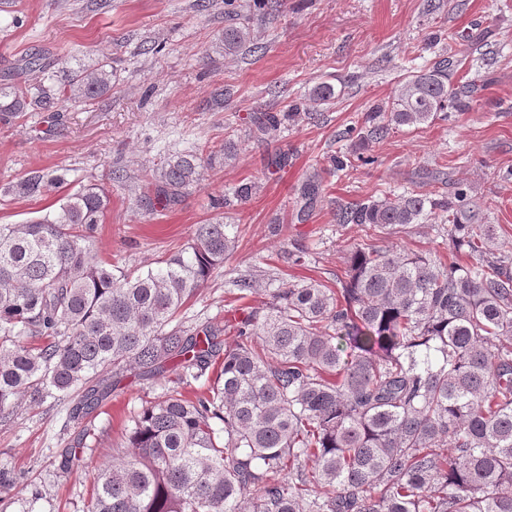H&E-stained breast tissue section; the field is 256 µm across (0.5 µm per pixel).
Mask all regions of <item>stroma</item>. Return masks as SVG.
Listing matches in <instances>:
<instances>
[{"label": "stroma", "mask_w": 512, "mask_h": 512, "mask_svg": "<svg viewBox=\"0 0 512 512\" xmlns=\"http://www.w3.org/2000/svg\"><path fill=\"white\" fill-rule=\"evenodd\" d=\"M281 0L273 17L253 0H235L259 44L257 52L224 54V0L201 11L195 0H0V74L29 54L43 56L42 75L23 83L54 88L66 71L111 65L112 89L96 100L56 112L43 109L0 121V224H20L58 207L61 199L99 185L110 204L93 243L95 253L128 270L156 266L181 248L195 225H236L235 252L181 310L178 323L224 326L233 283L255 280L251 306H264L283 282L317 280L335 285L350 250L365 239L356 224L334 220L337 206L405 190L447 194L466 186L474 199L491 201L486 223L496 225L512 251V0ZM462 56L461 75L472 106L418 128L402 126L371 141V166L329 170L334 155H352V128L387 104L404 77L427 69L442 54ZM335 95L311 102L319 83ZM321 113L286 123L265 141L251 137L254 112H285L295 103ZM233 127L234 159L203 166L197 186L177 205L147 207L138 175L180 154L224 152ZM288 158L268 170V155ZM40 176L41 193L16 189ZM323 183L306 220H298L296 191ZM258 190L244 203L216 206L241 183ZM381 249L405 248L442 257L452 250L429 224L373 238ZM303 250L300 264L286 252ZM165 380L127 376L108 400L70 421L71 399L22 401L0 423V512H83L95 471L111 462L131 420L161 395ZM84 439L81 465L65 452Z\"/></svg>", "instance_id": "1"}]
</instances>
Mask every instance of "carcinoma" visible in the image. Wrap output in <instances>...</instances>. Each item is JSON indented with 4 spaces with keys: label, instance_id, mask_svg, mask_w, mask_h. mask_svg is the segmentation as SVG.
Returning a JSON list of instances; mask_svg holds the SVG:
<instances>
[{
    "label": "carcinoma",
    "instance_id": "cac0c4a2",
    "mask_svg": "<svg viewBox=\"0 0 512 512\" xmlns=\"http://www.w3.org/2000/svg\"><path fill=\"white\" fill-rule=\"evenodd\" d=\"M222 41L234 56L250 29L226 26ZM462 68L451 55L400 82L366 114L363 140L468 108L451 83ZM111 87L106 66L80 67L51 99L90 102ZM2 97L4 120L25 111L30 88L8 82ZM299 108L252 115V137ZM199 180L200 158L175 156L143 175L144 199L175 205ZM321 191L300 188V218ZM108 203L89 186L42 218L0 224V420L26 397L61 394L78 419L128 372L176 376L98 468L84 512H512V252L483 221L489 203L458 187L337 208L336 223L368 237L443 224L455 260L360 244L340 287L288 282L266 307L236 309L229 345L173 321L235 251L236 226L199 224L159 266L121 271L93 249ZM215 366L205 392L182 393Z\"/></svg>",
    "mask_w": 512,
    "mask_h": 512
}]
</instances>
